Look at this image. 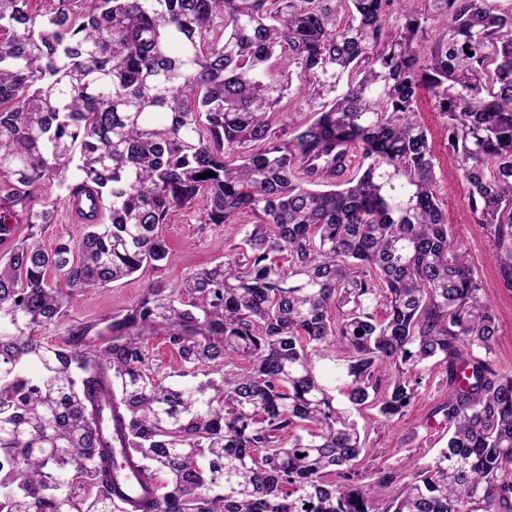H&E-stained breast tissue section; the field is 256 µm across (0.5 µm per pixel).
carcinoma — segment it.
<instances>
[{
    "label": "carcinoma",
    "instance_id": "obj_1",
    "mask_svg": "<svg viewBox=\"0 0 512 512\" xmlns=\"http://www.w3.org/2000/svg\"><path fill=\"white\" fill-rule=\"evenodd\" d=\"M29 3L0 0V512H128L112 420L156 485L139 512H512V369L418 119L425 91L512 290V10ZM345 142L362 150L351 174ZM50 179L87 231L48 252L35 228L53 223ZM192 207L253 221L224 261L147 288L98 342L86 327L39 336L82 293L168 260L162 225ZM156 328L186 384L158 381ZM428 364L448 380L445 448L408 458L398 488L394 471L360 483L365 446L336 395L389 426Z\"/></svg>",
    "mask_w": 512,
    "mask_h": 512
}]
</instances>
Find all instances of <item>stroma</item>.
Wrapping results in <instances>:
<instances>
[{"label":"stroma","mask_w":512,"mask_h":512,"mask_svg":"<svg viewBox=\"0 0 512 512\" xmlns=\"http://www.w3.org/2000/svg\"><path fill=\"white\" fill-rule=\"evenodd\" d=\"M437 177L448 222L462 241L465 256L481 281L483 299L491 304L496 314L498 359L504 367L512 368V290L501 284L495 247L484 230L474 224L467 208L466 186L448 157H441ZM251 222V214L244 213L234 224L207 225L198 209L177 212L170 224L162 229L170 249L167 265L145 267L133 276L83 294L74 308L42 328V336L61 343L67 340L70 329L78 325L90 327L95 332L104 329L111 324L113 316L142 297L149 283L173 284L195 269L223 261L225 253L239 243ZM447 398L446 374L435 368L423 373L416 397L393 425H381L375 411L354 412L353 417L366 444V451L358 462L364 479H374L380 470L403 472L408 455L427 461L444 447L448 430L433 411Z\"/></svg>","instance_id":"35a3bbf8"}]
</instances>
